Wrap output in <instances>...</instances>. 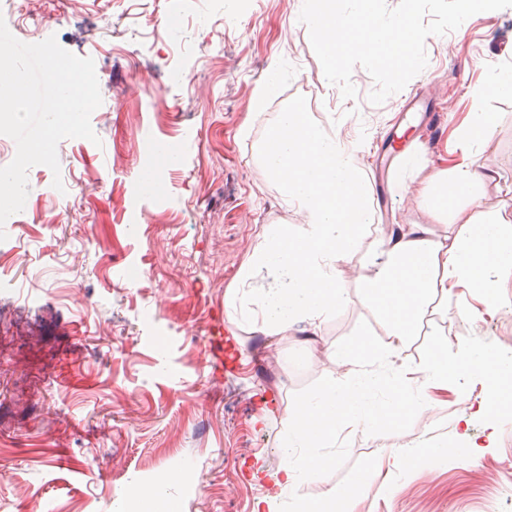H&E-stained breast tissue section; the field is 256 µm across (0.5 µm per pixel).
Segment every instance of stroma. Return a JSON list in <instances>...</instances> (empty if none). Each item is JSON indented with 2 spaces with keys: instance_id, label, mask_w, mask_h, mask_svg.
Masks as SVG:
<instances>
[{
  "instance_id": "35a3bbf8",
  "label": "stroma",
  "mask_w": 512,
  "mask_h": 512,
  "mask_svg": "<svg viewBox=\"0 0 512 512\" xmlns=\"http://www.w3.org/2000/svg\"><path fill=\"white\" fill-rule=\"evenodd\" d=\"M224 28L195 17L214 0H42L41 38L92 58L102 103L92 113L97 141L62 140L59 173L44 165L28 177L61 178V194L33 195L0 242V512H144L133 489L168 476L163 502L177 512H253L277 497L271 478L282 462L281 420L321 387L346 380L337 351L365 341L384 346L387 322L352 272L374 237L395 224H426L409 199L411 181L459 159L470 112L490 113V146L480 162L494 170V205L512 219V95L485 90L487 75L512 65V7L470 17L464 28L425 41L426 68L382 104L363 67L355 98L327 82L303 0H223ZM149 14L158 35L130 36ZM181 22L173 53L166 32ZM188 75L167 82L170 62ZM282 75L256 106L271 62ZM434 103L445 122L427 144L409 132L419 168L396 164L393 192L344 266L350 300L312 347L295 326L267 334L229 320L224 296L238 279L267 224L301 220L256 163V147L275 113L293 97L328 134L365 139V180L382 161L380 146L406 95ZM179 155L162 169L163 199L142 197L139 223L126 220L140 181L145 144ZM144 269L136 282L129 266ZM447 309L401 350L397 361L424 366L440 346L477 339L496 354L512 352V275L495 288H453ZM223 323L232 347L226 372L208 365L209 337ZM486 381L452 374L429 389V406L392 419L345 420L329 449L323 480L304 486L317 501L326 485L360 499L359 512H512V414L487 420ZM452 445L443 461L400 470L389 487L372 471L384 451ZM480 445L471 453V445Z\"/></svg>"
}]
</instances>
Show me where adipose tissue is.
<instances>
[{
    "label": "adipose tissue",
    "mask_w": 512,
    "mask_h": 512,
    "mask_svg": "<svg viewBox=\"0 0 512 512\" xmlns=\"http://www.w3.org/2000/svg\"><path fill=\"white\" fill-rule=\"evenodd\" d=\"M490 125L488 113L472 112L460 138L462 161L429 174L415 188L420 207L438 220L446 216L442 203L449 192L467 196V206L451 216L457 232L439 236L427 224H398L374 241L372 260L364 264L361 279L377 298L390 339L380 350L361 341L337 352V365L351 367V378L318 390L285 417L283 461L272 478L288 496L292 512L313 507L318 512H358V499L337 487H328L314 506L302 497L301 489L322 479L331 467L333 458L322 449L335 427L347 417L366 420L369 397L378 383H385V405L397 414L407 406L424 410V400L412 395L414 381L434 386L460 367L472 376L512 370L511 358L489 356L477 341L441 347L420 369H403L395 362L434 300L447 299L451 288L462 284L494 287L496 278L512 272V220L488 206L480 188L492 181L493 174L475 163L476 155L488 148Z\"/></svg>",
    "instance_id": "adipose-tissue-1"
}]
</instances>
